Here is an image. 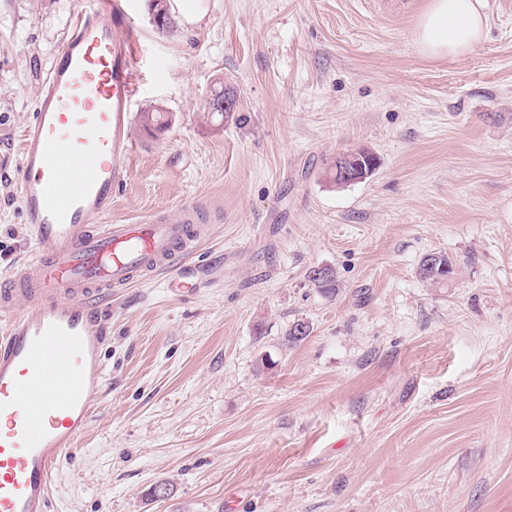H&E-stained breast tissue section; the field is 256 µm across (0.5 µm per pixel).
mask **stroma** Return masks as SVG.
Here are the masks:
<instances>
[{
  "instance_id": "35a3bbf8",
  "label": "stroma",
  "mask_w": 512,
  "mask_h": 512,
  "mask_svg": "<svg viewBox=\"0 0 512 512\" xmlns=\"http://www.w3.org/2000/svg\"><path fill=\"white\" fill-rule=\"evenodd\" d=\"M76 2L0 0V280L32 248L17 135ZM411 2L203 0L162 32L129 0L132 112L172 122L135 129L112 217L190 202L210 233L195 293L106 304L107 380L54 512H512V0H483L460 59L417 52ZM362 149L375 171L331 185ZM433 252L449 281L420 278ZM139 121L143 130L149 134L163 132L168 128L170 122L167 112H163L159 108L145 109L140 112ZM345 157H348L349 160L345 161L347 164H351L350 161H354L352 164H360L362 161L365 165H367L366 162L374 161V169L376 168V157L365 150H359L357 152L348 153L346 155H343ZM341 163L338 164V169L336 168V160L331 164L327 169V174L329 175L330 180L336 184L337 186H344L348 183L343 182L342 180L336 178V175L341 176V178L347 180L348 182H354L360 179L365 178L370 174V172H366L365 166H355V168H350L347 164L344 165V167H339ZM351 164V165H352ZM431 254L439 255L441 258V261L437 265L435 270L434 269L427 270V273L423 274V271L425 270V268H423V266L425 264L426 258ZM441 266H445L446 269H443ZM453 272H454V269H453L452 261L448 258V255H446L444 253H440V252H434V253H429V254L425 255L422 258L420 265H419L420 277L426 281H429V282H432L435 284L441 283L445 280H448V278L450 277L451 274H453Z\"/></svg>"
}]
</instances>
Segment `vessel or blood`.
<instances>
[{
	"label": "vessel or blood",
	"mask_w": 512,
	"mask_h": 512,
	"mask_svg": "<svg viewBox=\"0 0 512 512\" xmlns=\"http://www.w3.org/2000/svg\"><path fill=\"white\" fill-rule=\"evenodd\" d=\"M130 22L126 0H78L22 131L17 192L33 252L0 284V512H51L53 474L106 383L100 307L163 271L179 291L205 234L190 203L110 220L134 145Z\"/></svg>",
	"instance_id": "vessel-or-blood-1"
}]
</instances>
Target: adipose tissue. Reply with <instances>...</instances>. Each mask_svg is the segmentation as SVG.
I'll list each match as a JSON object with an SVG mask.
<instances>
[{
  "mask_svg": "<svg viewBox=\"0 0 512 512\" xmlns=\"http://www.w3.org/2000/svg\"><path fill=\"white\" fill-rule=\"evenodd\" d=\"M487 30L482 0H429L415 30L427 58H461L479 47Z\"/></svg>",
  "mask_w": 512,
  "mask_h": 512,
  "instance_id": "obj_1",
  "label": "adipose tissue"
}]
</instances>
